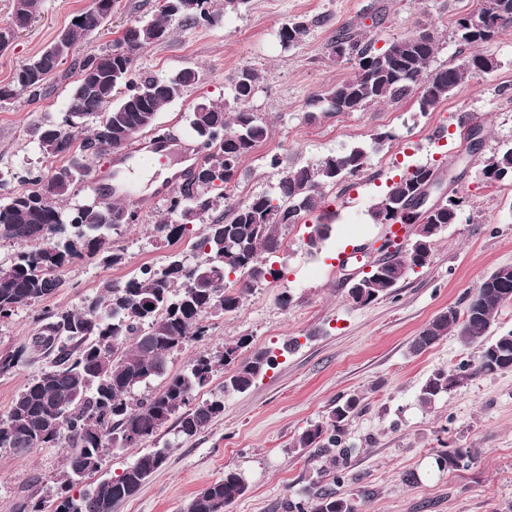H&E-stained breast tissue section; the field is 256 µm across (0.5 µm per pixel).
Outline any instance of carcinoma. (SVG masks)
Masks as SVG:
<instances>
[{
	"label": "carcinoma",
	"instance_id": "cac0c4a2",
	"mask_svg": "<svg viewBox=\"0 0 512 512\" xmlns=\"http://www.w3.org/2000/svg\"><path fill=\"white\" fill-rule=\"evenodd\" d=\"M172 11L170 0H156L154 17L135 20L107 49L87 52L75 62L79 79L71 89L65 115L57 124L40 127L39 148L47 158H66L48 173L27 168L6 175L0 172V190L16 179L26 185L11 192L0 204V242L15 247L12 259L0 265V321L16 310L40 301L63 285L62 273L73 259L86 252L98 254L107 265H120L124 254L110 248V232L139 220L137 210L110 202L100 210L66 204L75 188L85 182L91 169L75 170L71 157L87 153L94 159L126 149L140 135L157 126L158 112L179 98L198 81V73L187 68L173 77L136 74L141 49L163 43L170 24L213 26L220 16L210 10L208 0H180ZM119 7V0H92L78 14L80 21L68 28L63 51L45 49L38 57L15 70L12 83L37 101L58 74L60 65L76 45L99 33ZM476 19L459 16L454 36L461 50L489 43L512 28V0H482ZM309 30L305 20L283 24L278 38L286 48L301 43ZM436 40L428 29L375 48L364 33L343 27L328 45L338 61L354 62V75L323 94L312 97L315 112H360L384 101L411 97L422 112L429 111L457 87L465 77L488 73L497 66L494 58L473 53L454 67L430 69ZM259 75L251 69L237 74L233 85L235 103L248 101L255 93ZM194 139L220 129L223 136L203 143L200 174L181 184L177 197L194 195L203 201L188 208H167V217L155 225L159 238L176 243L193 233L194 225L208 221L199 233L192 256L169 257L166 264L145 267L125 282L103 285L100 293L85 298L77 310H44L32 343L53 355L52 365L41 372L16 396L8 414L0 420V448L27 452L66 443L67 484H78L101 469L109 449L128 448L157 434L170 420L178 433L192 438L224 413V394L245 392L255 380L274 368L277 355L266 349L237 362L238 353L249 345L241 338L224 350L197 356L188 372L164 383L162 392L136 397L135 389L166 373L169 355L197 337L207 335V316L237 311L258 284L280 271L268 266L263 255H273L282 246L281 230L316 214L324 201V189L344 176H356L368 162V150L356 146L349 152L328 155L313 166H288L272 154L269 165L280 169L272 194L259 195L248 203L230 202L229 191L238 185L242 160L269 136L268 126L254 112L240 108L227 111L221 101L204 100L189 115ZM89 127L78 139L75 132ZM435 173L427 165H416L398 174L374 200L369 215L376 224L404 223L406 217H391V209L406 204L425 177ZM483 175L491 182L512 183V147L484 160ZM460 199L451 208L426 216L425 224L446 227L457 220ZM330 225L321 221L310 226L308 245L317 247L327 239ZM438 230L423 228L406 254L375 274L366 275L365 297L348 291L352 303L365 306L397 287L406 275L431 262ZM235 275V288L227 287ZM499 271L488 275L492 283L469 299L463 310L454 307L433 317L419 332L410 352L419 355L448 334L472 350L473 359L453 371L436 370L426 378L419 401L431 403L457 383L478 375L512 371V330L492 335L499 309L512 302V281L498 285ZM236 365L224 378L220 393L192 403L193 393L207 385L219 365ZM362 411L361 398L340 399L327 419L315 423L298 436L293 447L317 448L334 454L346 465L350 446L347 425ZM474 448H453L436 455L439 470L467 467ZM166 460L165 449L146 452L121 474L89 485L78 497H58L51 512H105L104 501L116 505L136 494L148 477ZM247 489L243 477L232 469L224 478L197 493L183 512H226ZM288 512H355V504L332 488L317 482L308 485L299 501L288 502Z\"/></svg>",
	"mask_w": 512,
	"mask_h": 512
}]
</instances>
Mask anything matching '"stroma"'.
I'll return each instance as SVG.
<instances>
[{"label":"stroma","mask_w":512,"mask_h":512,"mask_svg":"<svg viewBox=\"0 0 512 512\" xmlns=\"http://www.w3.org/2000/svg\"><path fill=\"white\" fill-rule=\"evenodd\" d=\"M91 0H40L28 25L0 52V86L10 84L16 68L48 47ZM478 0H249L235 13H225L224 0H211L220 13L213 26L174 23L165 43L143 48L136 61L140 73L173 75L191 68L199 79L182 98L168 104L159 123L170 133L167 166L183 162L195 149L185 114L204 100L230 96L231 81L242 68L260 77L247 102L269 127V137L241 164L239 203L272 192L279 174L268 164L279 154L288 164L313 165L329 154L370 145L373 134L390 133L357 177L325 188L333 232L321 249L307 244L308 229L295 224L283 231V246L272 258L279 278L254 289L236 312L211 317L208 336L188 341L170 356L168 375L185 372L201 352L216 353L224 344L249 337L252 347L273 350L278 364L245 393L224 397V412L192 439L177 437L166 425L145 447H167L165 463L132 498L114 512H182L202 489L223 478L225 469L240 472L247 489L230 512H286L312 481L331 485L335 467L314 448H297L295 438L324 420L337 399L360 396L363 409L347 427L352 453L336 486L352 498L357 512H512V372L479 375L440 395L428 405L418 393L434 371L453 370L471 359L472 350L447 336L421 355L409 347L421 328L451 307L463 308L473 290L492 271L512 265V184L491 183L483 161L512 146V29L481 45L480 53L497 62L494 70L466 78L427 114L418 102H382L361 112L309 117L311 97L349 79L353 64L336 62L326 50L336 30L352 26L383 47L425 27L436 38L433 67L456 64L460 46L454 21L476 8ZM293 19L310 24L308 35L292 47L278 39L281 25ZM96 37L78 44L62 65L67 78L52 83L45 97L26 92L0 100V170L19 172L59 166L44 158L38 131L60 121L74 84L76 58L105 47ZM483 128L482 149L469 153L461 116ZM447 128L449 138H431L433 124ZM467 164L456 191L463 204L454 224L441 231L428 267L409 273L396 290L369 305L349 301L338 252L374 240L383 230L371 223L367 210L389 177L414 164L447 173L457 160ZM95 175L112 178L114 200L126 202L125 184L135 181L141 198V221L112 236L124 252L120 266L82 255L66 268L65 284L39 304L20 308L0 322V354L24 349L25 360L0 374V418L15 396L49 367L51 358L31 348L40 311L75 309L85 296L108 282H123L141 267L163 264L174 252H189L191 242L170 245L155 240L153 224L164 218L172 197L170 182L160 172L120 175L114 157L94 160ZM289 306H281L282 296ZM474 448L469 467L441 471L438 451ZM65 447L20 453L0 448V512H18L24 500H54L65 470ZM417 480L405 484V473Z\"/></svg>","instance_id":"1"}]
</instances>
